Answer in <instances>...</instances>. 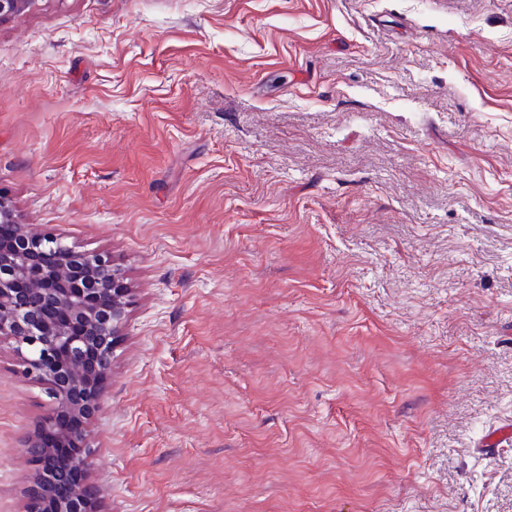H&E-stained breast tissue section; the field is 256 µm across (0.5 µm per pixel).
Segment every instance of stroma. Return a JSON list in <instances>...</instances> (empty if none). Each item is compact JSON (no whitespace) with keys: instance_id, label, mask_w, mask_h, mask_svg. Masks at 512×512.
<instances>
[{"instance_id":"1","label":"stroma","mask_w":512,"mask_h":512,"mask_svg":"<svg viewBox=\"0 0 512 512\" xmlns=\"http://www.w3.org/2000/svg\"><path fill=\"white\" fill-rule=\"evenodd\" d=\"M0 194L133 294L104 512H512V0H38ZM52 411L0 340V512Z\"/></svg>"}]
</instances>
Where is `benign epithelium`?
I'll return each instance as SVG.
<instances>
[{
    "mask_svg": "<svg viewBox=\"0 0 512 512\" xmlns=\"http://www.w3.org/2000/svg\"><path fill=\"white\" fill-rule=\"evenodd\" d=\"M37 0H0V19L23 12ZM0 223L15 224L0 238V338L23 355L26 372L39 380L54 412L25 440L38 448L37 472L27 512H103L87 485L73 484L69 471L88 467L84 429L65 430L60 417H90L111 379V356L125 325L131 288L107 254L79 253L24 227L0 194ZM54 430L59 448L80 454L63 463L42 435Z\"/></svg>",
    "mask_w": 512,
    "mask_h": 512,
    "instance_id": "1",
    "label": "benign epithelium"
}]
</instances>
